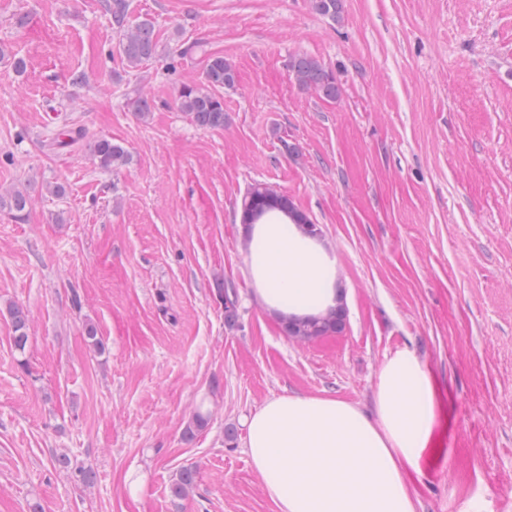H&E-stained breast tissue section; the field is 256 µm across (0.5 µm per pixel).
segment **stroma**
Here are the masks:
<instances>
[{
  "mask_svg": "<svg viewBox=\"0 0 512 512\" xmlns=\"http://www.w3.org/2000/svg\"><path fill=\"white\" fill-rule=\"evenodd\" d=\"M129 3L159 41L130 72L101 0H0V45L26 63H0V193L32 200L20 219L0 209V512H277L243 417L285 394L370 408L405 349L452 395L417 512H512V0H343L338 23L311 0ZM212 53L237 72L220 130L176 100ZM298 54L339 98L298 86ZM142 94L145 118L127 105ZM66 127L83 141L51 149ZM101 137L126 165L98 168ZM254 183L321 228L341 333L298 341L257 300L239 229ZM200 408L209 423L185 439ZM189 466L193 489L171 497ZM8 313L12 323V343L16 350L24 352L29 341L27 315L17 307H10Z\"/></svg>",
  "mask_w": 512,
  "mask_h": 512,
  "instance_id": "stroma-1",
  "label": "stroma"
}]
</instances>
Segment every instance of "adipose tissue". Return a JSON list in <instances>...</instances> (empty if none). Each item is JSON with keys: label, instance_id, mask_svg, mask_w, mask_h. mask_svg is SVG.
<instances>
[{"label": "adipose tissue", "instance_id": "1", "mask_svg": "<svg viewBox=\"0 0 512 512\" xmlns=\"http://www.w3.org/2000/svg\"><path fill=\"white\" fill-rule=\"evenodd\" d=\"M254 293L280 320L341 302L336 258L295 224L245 226ZM246 448L279 512H416L408 477L448 430V402L411 351L383 363L372 410L329 396L281 395L245 420Z\"/></svg>", "mask_w": 512, "mask_h": 512}]
</instances>
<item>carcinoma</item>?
Listing matches in <instances>:
<instances>
[{"label": "carcinoma", "mask_w": 512, "mask_h": 512, "mask_svg": "<svg viewBox=\"0 0 512 512\" xmlns=\"http://www.w3.org/2000/svg\"><path fill=\"white\" fill-rule=\"evenodd\" d=\"M311 6L316 13L334 21H339L342 18L343 0H311ZM102 7L110 15L112 27L119 35V55L127 67L137 68L156 57L158 43L154 24L150 19L131 21L128 0H102ZM291 68L301 89L313 91L331 99L340 96L341 89L333 71L320 61L306 55H299L291 61ZM235 82L234 66L222 55H211L205 65L202 83L187 84L179 89L178 106L196 126L205 130L222 129L224 128V98L218 94V90L232 87ZM93 156L97 165L105 170L118 169L129 160L128 152L123 146L115 144L111 139L105 137L94 142ZM254 194H263L273 202L269 211L285 212L288 214V218L292 219V223L306 227L313 236L318 235L317 225L313 224L290 198L262 184L252 187L242 197L243 221L255 224L264 216V213L256 212L251 208V198ZM29 205V197L21 191H14L6 197L0 194V208H7L18 216L25 212ZM236 303V292L233 287L224 286L225 320L229 322L235 320L237 316ZM8 313L12 323V343L16 350L23 352L29 341L27 315L17 307L9 308ZM344 326L345 311L339 305L325 316L288 322L286 332L299 341H310L340 333ZM208 421V413L196 412L188 421L184 436L188 439L193 438L197 432L207 426ZM194 483L195 472L193 470L181 471L170 486L171 496L176 499L185 498Z\"/></svg>", "instance_id": "cac0c4a2"}]
</instances>
